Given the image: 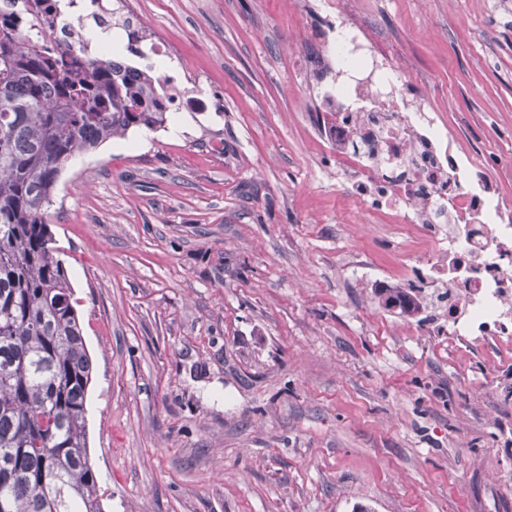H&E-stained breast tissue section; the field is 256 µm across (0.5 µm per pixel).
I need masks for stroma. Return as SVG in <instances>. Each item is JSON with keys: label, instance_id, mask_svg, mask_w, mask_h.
<instances>
[{"label": "stroma", "instance_id": "obj_1", "mask_svg": "<svg viewBox=\"0 0 512 512\" xmlns=\"http://www.w3.org/2000/svg\"><path fill=\"white\" fill-rule=\"evenodd\" d=\"M512 201V0H335ZM321 0H127L204 112L68 161L47 210L93 363L105 512H512V347L463 346L411 227L341 190ZM412 290V288H384L379 293L380 302L387 309L398 306L400 315L413 316L420 310V301L412 294Z\"/></svg>", "mask_w": 512, "mask_h": 512}]
</instances>
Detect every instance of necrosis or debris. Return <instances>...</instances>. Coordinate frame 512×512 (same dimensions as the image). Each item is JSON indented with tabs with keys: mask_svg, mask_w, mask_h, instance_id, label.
<instances>
[{
	"mask_svg": "<svg viewBox=\"0 0 512 512\" xmlns=\"http://www.w3.org/2000/svg\"><path fill=\"white\" fill-rule=\"evenodd\" d=\"M91 9L95 28L67 9L51 14L45 27L28 21L34 0H0V18L23 20L18 38L43 36L60 53L100 56L108 48L98 43L97 30L138 25L112 0H93ZM327 26L335 60L318 84L326 89L324 111L336 114L326 138L347 170L345 191L430 240L422 285L447 290L449 335L512 345V215L496 200L484 167L449 148L447 125L419 104L409 74L364 26L340 13Z\"/></svg>",
	"mask_w": 512,
	"mask_h": 512,
	"instance_id": "obj_1",
	"label": "necrosis or debris"
}]
</instances>
